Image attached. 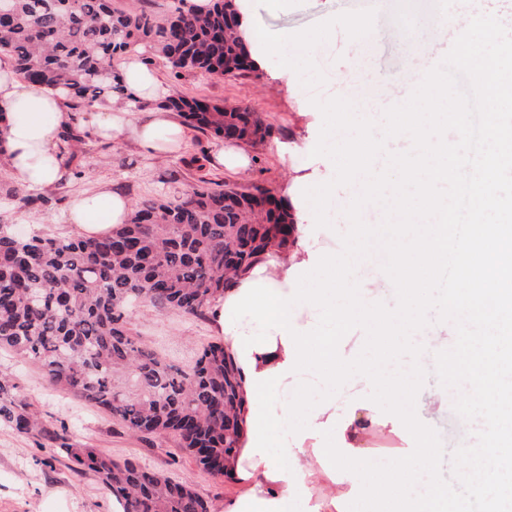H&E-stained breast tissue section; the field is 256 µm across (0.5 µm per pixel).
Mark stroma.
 <instances>
[{"label":"stroma","mask_w":512,"mask_h":512,"mask_svg":"<svg viewBox=\"0 0 512 512\" xmlns=\"http://www.w3.org/2000/svg\"><path fill=\"white\" fill-rule=\"evenodd\" d=\"M251 23L264 27L272 36L284 38L279 55L265 58L256 71L239 76H214L199 71L174 75L169 63L153 57L151 66L171 95L199 98L227 107H249L273 127L272 137L262 145L247 146L248 169L232 175L212 164L218 143L205 131L188 129L180 151L172 155L145 154L133 140L110 142L90 135L89 123L77 120V132H88L87 155L69 166L62 182L48 189L49 206L17 207L11 196L17 185L8 173L0 172V224H12L24 235L72 236L65 214L72 199L104 190L118 192L135 202L160 193L168 198L183 196L196 187L200 176L240 187L260 186L275 195H301L292 184L293 165L306 172H333L330 159L311 156L307 144L318 139L320 111L312 98L340 96L359 102V88L375 84L380 95L401 94L404 86L416 84L410 66L417 36H429L435 0H380L367 31L346 21V0H289L285 11L273 14L265 0H245ZM297 33L320 36L313 52L301 51L292 42ZM349 70L347 83L335 74ZM205 157L204 170L189 165L190 156ZM129 327L143 343L160 355L178 347L176 365L190 369L202 347L214 338L210 320L177 312L161 313L142 302L132 309ZM423 345L420 357L426 377L416 399V413L436 429L447 454L442 474L453 479L451 453L474 443L482 421L466 422L452 406L434 408L432 401L441 384L434 373L436 349L423 334H415ZM0 374L8 376L19 398L30 404L51 429L66 430L72 440L95 448L121 461L130 459L141 466L193 483L196 491L216 505L241 496L244 482L202 472L195 461L178 448L173 439L148 441L131 435L99 408L72 393L47 383L41 366L0 349ZM0 512H114L111 496L91 475H78L64 454L36 439L0 426Z\"/></svg>","instance_id":"35a3bbf8"}]
</instances>
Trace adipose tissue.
Instances as JSON below:
<instances>
[{
	"instance_id": "adipose-tissue-1",
	"label": "adipose tissue",
	"mask_w": 512,
	"mask_h": 512,
	"mask_svg": "<svg viewBox=\"0 0 512 512\" xmlns=\"http://www.w3.org/2000/svg\"><path fill=\"white\" fill-rule=\"evenodd\" d=\"M125 91L136 99L156 101L157 107L147 120L136 123L124 109L92 103L96 133L105 139L116 140L132 134L139 147L150 155L179 151L186 139V130L163 101L169 95L157 73L136 57L124 58L119 66ZM0 112L8 117L5 138V164L11 177L31 190H44L61 180L67 170L65 159L57 149L61 128L69 123L71 114L61 90L38 86L19 78L13 59L0 56ZM373 141L367 132H359L347 143L349 162L340 176L359 180L360 192L346 195L342 206L354 213L372 209L380 197V188L369 177L360 162L372 149ZM130 211L128 199L103 191L94 195L76 196L68 210L69 223L75 224L87 236L103 235L123 224ZM332 224L298 225L292 246L285 250L265 253L245 274V281H264L283 294H290L287 273L293 265L305 263L309 254L321 246V237L335 236ZM260 456L236 458L233 472L248 482L249 492L261 501L279 500L288 496V484L267 478Z\"/></svg>"
}]
</instances>
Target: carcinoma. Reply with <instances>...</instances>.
Returning <instances> with one entry per match:
<instances>
[{
    "label": "carcinoma",
    "mask_w": 512,
    "mask_h": 512,
    "mask_svg": "<svg viewBox=\"0 0 512 512\" xmlns=\"http://www.w3.org/2000/svg\"><path fill=\"white\" fill-rule=\"evenodd\" d=\"M170 0L169 15L130 12L112 0H8L0 20V53L24 80L58 88L71 109L108 103L117 94L133 112L116 55L151 52L174 73L241 75L251 52L238 34L232 0H217L204 17ZM167 106L194 128L247 143L264 142L272 125L247 107L226 108L172 96ZM294 216L268 189L200 180L178 199L144 198L127 222L104 236L22 238L0 225V346L41 365L62 386L144 438L167 435L205 472L229 476L239 453L240 377L217 339L185 372L132 336L130 304L204 316L260 255L288 241ZM0 420L60 448L80 473L93 474L121 512H213L188 481L131 460L117 462L48 428L0 378Z\"/></svg>",
    "instance_id": "1"
}]
</instances>
